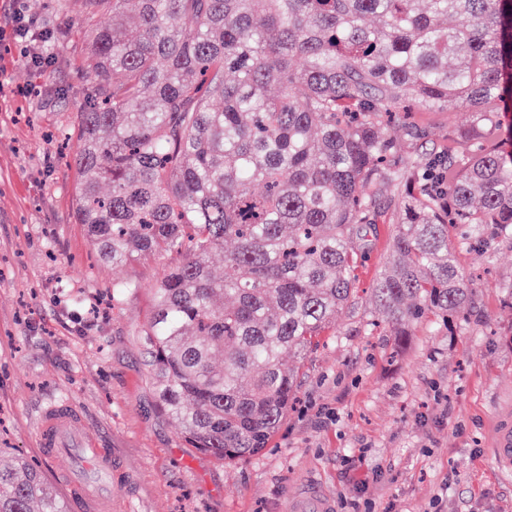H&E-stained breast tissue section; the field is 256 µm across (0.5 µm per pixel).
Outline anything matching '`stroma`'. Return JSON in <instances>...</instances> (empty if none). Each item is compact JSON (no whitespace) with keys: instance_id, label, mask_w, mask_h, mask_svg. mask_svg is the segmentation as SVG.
<instances>
[{"instance_id":"35a3bbf8","label":"stroma","mask_w":512,"mask_h":512,"mask_svg":"<svg viewBox=\"0 0 512 512\" xmlns=\"http://www.w3.org/2000/svg\"><path fill=\"white\" fill-rule=\"evenodd\" d=\"M36 24L33 66L12 38L14 0H0V448L38 458L40 411L67 403L79 430L112 454L99 512H293L314 488L334 512H512V477L495 473L499 423H512V242L456 252L472 280L455 332L416 324L392 355L367 292L390 257L394 225L368 229L370 255L336 334L309 353L296 401L256 457L230 465L191 447L161 413L137 336L166 260L121 268L99 258L73 221L75 140L58 128L87 93L89 52L76 11L24 0ZM426 158L466 128L462 109L422 112ZM137 281L107 315L114 279Z\"/></svg>"}]
</instances>
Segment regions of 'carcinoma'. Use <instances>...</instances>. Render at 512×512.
<instances>
[{"label": "carcinoma", "mask_w": 512, "mask_h": 512, "mask_svg": "<svg viewBox=\"0 0 512 512\" xmlns=\"http://www.w3.org/2000/svg\"><path fill=\"white\" fill-rule=\"evenodd\" d=\"M75 223L101 258L168 257L139 332L159 407L192 447L263 451L303 357L354 301L379 192L396 199L370 294L408 336L470 299L455 248L512 237V0H77ZM132 23L135 34L126 33ZM463 107L424 163L401 112ZM224 252V272L210 257ZM0 512H67L39 462L0 463Z\"/></svg>", "instance_id": "obj_1"}]
</instances>
